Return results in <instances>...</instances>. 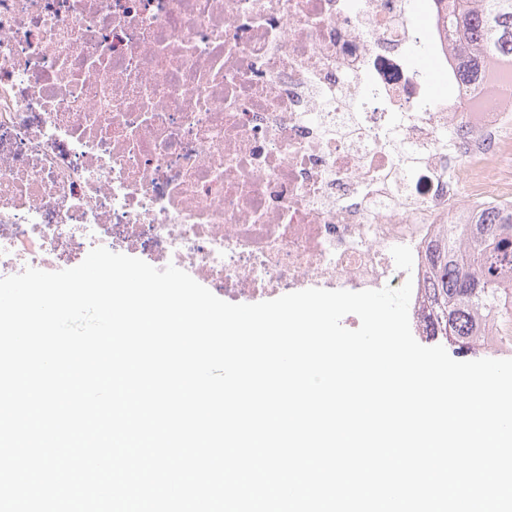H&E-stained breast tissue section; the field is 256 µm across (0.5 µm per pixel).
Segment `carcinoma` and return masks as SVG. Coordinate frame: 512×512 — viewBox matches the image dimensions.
I'll use <instances>...</instances> for the list:
<instances>
[{"label":"carcinoma","instance_id":"carcinoma-1","mask_svg":"<svg viewBox=\"0 0 512 512\" xmlns=\"http://www.w3.org/2000/svg\"><path fill=\"white\" fill-rule=\"evenodd\" d=\"M446 25L463 58L462 79H477L489 60L512 64V0H456ZM435 272L420 312L422 335L461 352L476 347L483 325H512V200L497 202L431 245Z\"/></svg>","mask_w":512,"mask_h":512}]
</instances>
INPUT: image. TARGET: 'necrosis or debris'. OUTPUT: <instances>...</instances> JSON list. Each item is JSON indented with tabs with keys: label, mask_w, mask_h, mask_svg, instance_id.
<instances>
[{
	"label": "necrosis or debris",
	"mask_w": 512,
	"mask_h": 512,
	"mask_svg": "<svg viewBox=\"0 0 512 512\" xmlns=\"http://www.w3.org/2000/svg\"><path fill=\"white\" fill-rule=\"evenodd\" d=\"M438 0H0V278L96 247L228 301L430 285L502 199L512 66L462 98ZM406 245L411 271L390 253Z\"/></svg>",
	"instance_id": "obj_1"
}]
</instances>
